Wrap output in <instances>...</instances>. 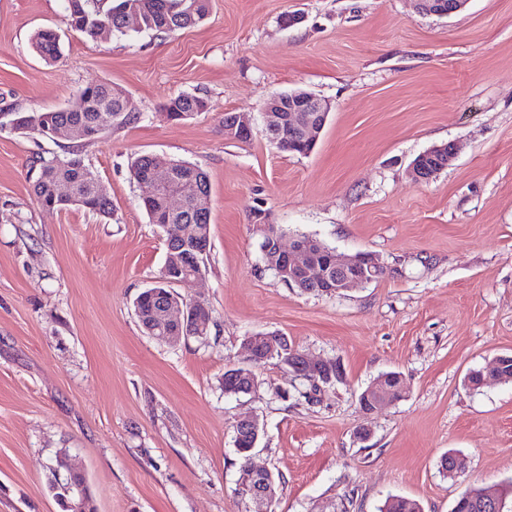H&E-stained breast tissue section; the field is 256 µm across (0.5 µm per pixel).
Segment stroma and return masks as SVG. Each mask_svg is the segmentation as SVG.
<instances>
[{
	"label": "stroma",
	"mask_w": 512,
	"mask_h": 512,
	"mask_svg": "<svg viewBox=\"0 0 512 512\" xmlns=\"http://www.w3.org/2000/svg\"><path fill=\"white\" fill-rule=\"evenodd\" d=\"M47 27L63 45L54 64L31 46ZM94 82L142 114L83 146L112 216L40 206L31 161L71 142L0 124V512H62L61 452L95 512H246L245 415L262 426L255 464L279 478L271 512H378L391 496L452 512L470 487L501 490L512 512V381L467 380L512 355V0L444 18L411 0H211L197 26L97 39L71 28L67 0H0V114L76 108ZM297 89L332 106L304 156L264 136L267 101ZM181 92L207 112L168 121ZM228 112L252 116L250 139L225 138ZM451 140V165L413 181L415 157ZM144 154L211 186L207 271L177 287L210 309V333L176 346L133 308L166 255L130 178ZM258 213L285 241L368 252L387 272L332 296L290 287L264 268ZM250 333L336 363L341 381L285 401L296 379L273 359L255 395L225 396ZM390 371L402 398L364 417L360 393ZM450 453L465 461L452 476Z\"/></svg>",
	"instance_id": "1"
}]
</instances>
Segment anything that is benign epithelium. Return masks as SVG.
<instances>
[{
	"instance_id": "obj_1",
	"label": "benign epithelium",
	"mask_w": 512,
	"mask_h": 512,
	"mask_svg": "<svg viewBox=\"0 0 512 512\" xmlns=\"http://www.w3.org/2000/svg\"><path fill=\"white\" fill-rule=\"evenodd\" d=\"M415 2L418 12L424 15L447 17L463 10L469 0H454L453 8L448 11L443 9L438 0H415ZM330 110V104L308 91L295 92L286 100L277 94L269 99L265 106L266 130L271 135L272 141L280 147L289 143L294 135L300 137L302 143L314 145L327 122ZM32 126L50 138L66 133L75 141H85L99 135L98 129L81 124L58 125L49 113L33 120ZM253 129V119L248 114L231 113L224 117V138L226 139L240 140L250 137ZM428 152L431 153L437 165L428 168L421 159L414 160L410 165L413 178L419 182H428L447 168L458 153V145L450 141L434 146L428 149ZM171 177L172 166L160 167L155 162L151 163L147 182L163 197L167 211L172 214L182 210L184 195L172 187ZM264 236L267 243L262 253L267 269L273 271L279 278L287 276L290 286L295 284L305 288L315 281L314 260L321 251L317 241L312 238L295 239L287 248L283 245L282 235L268 224L264 225ZM333 265L336 269V282L327 291L329 296L357 284L369 283L384 270L381 263L371 254L361 258L336 254L333 256ZM164 315L169 324L179 329V332L165 339L167 344L174 345L186 338V332L200 331L205 328L210 319V310L199 301L189 304L172 302L164 309ZM246 348L250 362L257 358L256 349L258 348L263 351L265 360L280 358L286 352L294 355L295 363L291 366L292 372L300 379L308 380L317 386L330 383L334 375L333 371L327 369L329 366L327 361L311 360L302 354L295 353L282 338L276 339L260 333L250 334L246 337ZM387 380L399 382L401 378L397 374L383 375L374 380L372 385L360 395V409L365 416L369 417L393 403L392 399L387 398L374 402L371 407L366 405L369 394L377 391ZM53 472L56 475V485L65 496L69 512H87L84 476L72 469L63 472L58 466L53 468ZM239 489L241 500L246 505L251 502L269 504L276 493L271 471L256 466L251 456L241 470Z\"/></svg>"
}]
</instances>
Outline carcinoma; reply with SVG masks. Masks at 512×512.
I'll return each instance as SVG.
<instances>
[{"label":"carcinoma","instance_id":"cac0c4a2","mask_svg":"<svg viewBox=\"0 0 512 512\" xmlns=\"http://www.w3.org/2000/svg\"><path fill=\"white\" fill-rule=\"evenodd\" d=\"M138 4L142 16L140 31L154 34H170L186 29L204 21L210 8V0H68L70 26L90 37L95 38L104 27H109L112 34L124 36V12L131 4ZM32 45L38 55L47 63L54 64L62 57L60 38L51 28L37 31ZM113 86L110 83H90L81 88V94L88 97L89 108L84 112L52 110L50 114L60 123L83 124L88 127L103 126L104 131L124 128L140 119L129 97L116 99L112 97ZM208 100L191 93H180L169 99L166 111L178 112L184 119H192L207 110ZM33 167L37 177L33 184L36 202L43 206L53 203V189L60 180L71 183L77 207L84 208L103 217L112 215V200L97 195L98 175L81 155L80 146L75 145L68 151V156L61 158L55 154H39L33 158ZM172 180L188 188L185 205L177 214H168L164 201L153 200L145 211L150 221L160 226L166 238L174 237L181 242L192 241L198 236H211L210 215H197L194 198L198 195H210V182L207 174L200 168L185 162L176 161L173 165ZM334 249L326 246L318 257V269L322 276L318 279L319 287L326 288V279L336 277V271L330 266ZM160 284L158 297L147 298L138 303L143 331L148 336H164L170 333L168 327L160 322L163 305L169 300L178 301L180 297L174 286L182 283L183 276L176 273H159ZM238 376L230 371L224 372V395L229 390L241 388L249 383L248 374L252 367H238ZM468 497L459 503V512H492V506L480 501L478 490L467 491ZM380 512H421L419 503L414 500L391 496L384 503Z\"/></svg>","mask_w":512,"mask_h":512}]
</instances>
